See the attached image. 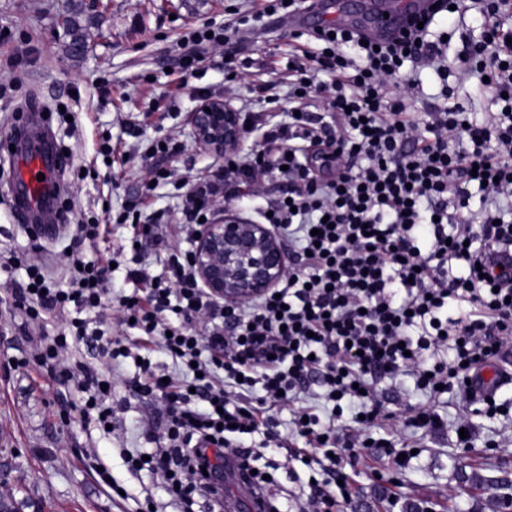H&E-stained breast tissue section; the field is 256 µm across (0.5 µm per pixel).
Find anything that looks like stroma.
<instances>
[{"label": "stroma", "mask_w": 512, "mask_h": 512, "mask_svg": "<svg viewBox=\"0 0 512 512\" xmlns=\"http://www.w3.org/2000/svg\"><path fill=\"white\" fill-rule=\"evenodd\" d=\"M67 2L0 0V258L16 255L23 262L13 274L0 272V499L11 502L14 512H137L149 493L165 512H176L161 481L145 471L130 474L120 455L121 449L142 446L144 431L158 415L152 401L131 391L133 367L122 364L112 380L118 412L111 435L85 430L76 415L67 414L64 389L49 387L36 372L9 369V362L31 357L40 341L61 326L56 318L26 320L14 306L12 290L24 278L25 265L34 262L56 280L66 281L69 257L62 237L71 235L74 225L101 223L105 230L93 250L114 264L113 295L131 293L134 285L125 278L127 267L135 263L154 276L165 251L152 244L134 257L131 226L104 223V206L117 209L131 201L143 216L168 230L181 224L179 186L223 163L201 151L192 138L194 88L225 95L237 107L248 104L255 125L266 122L269 112L255 103L248 83L225 82L224 46L210 47L200 75L191 81H184L176 66L186 33L207 20L232 18L243 0H101L97 7L83 0L86 9L80 21L88 40L77 62L64 54L67 34L56 22ZM290 34L286 19L267 17L251 27L233 51L252 77L266 80L284 70ZM20 113L47 118L57 150L68 154L60 173L58 220L36 240L15 208V155L5 148ZM107 133L112 136V154L106 158L100 146ZM157 140L172 141L178 152L161 160L170 176L155 185L141 154ZM88 168L98 171V181L78 179V171ZM378 393L396 423L371 430V437L391 440L398 450L415 441L420 450L403 467L396 466L384 448L346 451L343 472L349 496L341 512H405L409 504L426 506L429 512H499L500 501L492 491L460 486L456 472L480 461L512 474V419L488 418L448 397L443 410L449 420L467 414L472 428L471 444L462 448L455 428L426 434L404 427L408 410L425 401L411 380L384 381ZM93 454L108 466L113 480L128 489V498L108 494L90 466ZM275 462L278 469L269 496L287 502L288 512H310L307 472L286 474L282 455Z\"/></svg>", "instance_id": "obj_1"}]
</instances>
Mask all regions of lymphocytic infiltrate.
Listing matches in <instances>:
<instances>
[{"label":"lymphocytic infiltrate","instance_id":"f902f5d3","mask_svg":"<svg viewBox=\"0 0 512 512\" xmlns=\"http://www.w3.org/2000/svg\"><path fill=\"white\" fill-rule=\"evenodd\" d=\"M302 2L262 0L224 27L204 24L179 61L182 73H196L211 42L232 46L250 22L293 15ZM437 2L423 27L377 48L331 23L293 34L287 98L275 82L256 86L284 120L269 125L232 172L220 168L189 184L181 213L190 226L258 164L283 181L268 209L295 260L276 294L228 308L200 288L182 249L169 253L152 281L128 270L129 280L145 285L130 297L111 299V266L81 255L67 284L30 268L15 288L14 303L28 319L74 309L70 331L42 342L32 363L75 388L73 408L86 426L102 432L112 423L105 367L131 358L133 345L159 347L189 368V376L169 380L150 357L137 365L131 388L162 404L167 441L125 456L127 465L145 462L162 479L180 512L200 505L221 512L218 483L203 473L215 457L230 458L263 493L276 469L269 453L288 445L270 412L314 387L331 403V421L297 407L295 433L306 445L294 458L319 465L312 492L321 512H336L344 401L361 415L346 445L365 447L367 429L389 421L377 384L407 374L429 398L408 426L437 430L442 392L475 402L467 384L473 367L512 351V0ZM452 8L477 14L469 73L489 80L486 121L452 102L446 88L440 99L416 104L419 82L405 71L407 62H420L447 79L435 29ZM314 147L343 175L311 168L303 153ZM476 166L486 176L473 175ZM114 301L138 329L135 339L115 340L104 330L99 312ZM74 346L87 358L60 360ZM258 431L262 453L242 443Z\"/></svg>","mask_w":512,"mask_h":512}]
</instances>
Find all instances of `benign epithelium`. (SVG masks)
Here are the masks:
<instances>
[{
	"label": "benign epithelium",
	"instance_id": "benign-epithelium-1",
	"mask_svg": "<svg viewBox=\"0 0 512 512\" xmlns=\"http://www.w3.org/2000/svg\"><path fill=\"white\" fill-rule=\"evenodd\" d=\"M244 113L220 96L198 101L190 113L191 133L203 151L228 164L243 149L248 133ZM192 265L199 283L213 298L234 307L268 294L288 271L289 252L267 224L237 213L202 225L195 237Z\"/></svg>",
	"mask_w": 512,
	"mask_h": 512
}]
</instances>
